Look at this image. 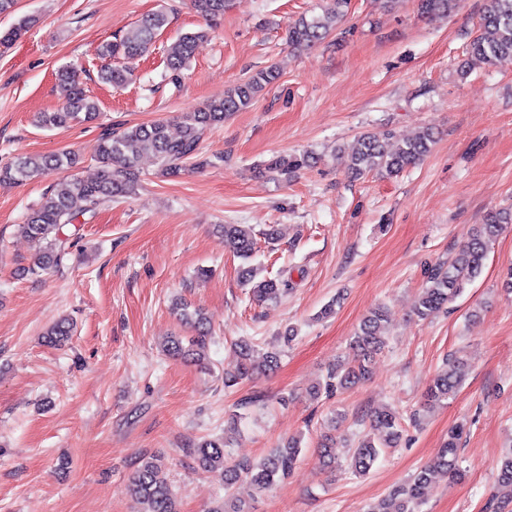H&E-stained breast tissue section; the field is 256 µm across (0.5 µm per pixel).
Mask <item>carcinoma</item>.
Segmentation results:
<instances>
[{"label": "carcinoma", "mask_w": 512, "mask_h": 512, "mask_svg": "<svg viewBox=\"0 0 512 512\" xmlns=\"http://www.w3.org/2000/svg\"><path fill=\"white\" fill-rule=\"evenodd\" d=\"M191 8L209 23L224 16L227 0H189ZM350 0H329L322 14L300 17L288 25V44L294 48H311L324 40L336 29L348 12ZM455 7V0H418L422 15L446 14ZM36 23L28 16L0 35V45H9ZM168 23L163 11L143 17L124 36L101 44L97 54L109 61L100 70L103 83L112 86L125 84L133 72V64L150 49L158 33ZM207 32L199 30L184 33L170 43L165 52V66L174 77L181 76L195 57ZM468 55L471 61L492 65L503 56H512V0H484L480 17L479 34L470 42ZM279 79V71L272 64L255 74L240 80L224 93V98L207 103L194 112H184L175 117L179 131L170 132L167 120L129 126L120 132L106 134L98 144L96 159L99 176L92 181L77 177L65 179L46 191L40 202L29 209L21 233L35 243L37 252L33 264L22 270L24 274H37L48 269H58L71 254L74 242L62 233V228L74 222L80 214L95 213L103 204L135 192L141 182L138 162L141 155L153 154L161 163L162 173L177 175L185 163L197 155L200 141L206 131L224 123L235 112L250 107L256 98ZM58 81L64 88V102L55 112H43L37 123L45 128H61L72 122H91L99 115L95 100L80 87L78 67L67 65L58 72ZM435 133L425 128L418 136L402 141H382L368 134L358 137L348 155L349 167L357 176L369 173L396 175L418 164L432 151ZM312 156L292 158L276 157L267 164L269 172L286 181L302 166L310 163ZM78 158L70 153L23 156L0 168V184H20L32 177L63 168H73ZM82 203L75 209L76 203ZM512 224V207L489 212L485 223L477 226L467 243L461 246L447 261L431 266L426 272V285L419 294L415 314L421 319L431 318L446 311L464 291L466 286L480 276L487 258L490 243L504 226ZM224 239L233 244L236 256L241 260L240 278L249 288L252 299L264 302L276 299L288 292L286 279L259 277L260 269L252 264L257 240L251 229L242 224L222 226ZM183 318L196 332V336L183 343L174 336L168 340L165 351L176 358L201 361L204 358L205 337L209 335L207 318L197 309L183 312ZM383 308L372 310L362 320L349 343L351 360L341 362L328 372L324 383L309 389L312 400L330 397L354 388L369 375L375 356L385 346ZM71 334L68 320L61 319L45 333V342L59 345ZM240 358L239 368L224 376V386L231 387L251 377L258 371L278 367V355L259 352L249 339L235 343ZM467 368V361L450 355L443 367L435 373L427 394L428 402L446 401L459 390ZM463 429L450 431L448 441L435 456L420 467L405 483L390 494L369 504L367 512H419L424 502L427 486L438 476L458 478V442ZM402 439V429L397 415L387 407L378 408L369 415V431L352 449L348 463L358 475L368 473L376 464L385 448L397 447ZM231 437H204L194 446L197 466L202 470L224 469V503L207 512H251L228 491L240 479L245 478L260 492L284 482L300 460L303 448L301 437H290L282 446L273 449L263 460L254 463L239 460L229 463L224 449ZM336 439L325 435L317 446V457L324 469L335 467L334 448ZM495 484L502 507L512 504V452L503 455L496 466ZM130 495L140 505L139 512H178L176 497L165 478L161 465L149 457L141 461L131 478Z\"/></svg>", "instance_id": "1"}]
</instances>
